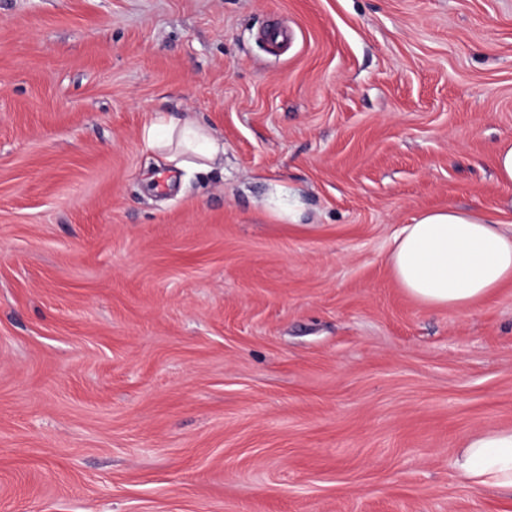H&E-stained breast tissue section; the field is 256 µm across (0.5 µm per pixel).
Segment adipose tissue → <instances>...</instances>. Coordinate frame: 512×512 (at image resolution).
<instances>
[{
    "label": "adipose tissue",
    "instance_id": "1",
    "mask_svg": "<svg viewBox=\"0 0 512 512\" xmlns=\"http://www.w3.org/2000/svg\"><path fill=\"white\" fill-rule=\"evenodd\" d=\"M141 136L177 170L207 171L224 162L222 138L190 119L155 113ZM387 262L415 300L465 310L512 281V225L465 209L427 212L403 226ZM455 466L469 486L512 490V429L475 432Z\"/></svg>",
    "mask_w": 512,
    "mask_h": 512
}]
</instances>
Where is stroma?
<instances>
[{"label":"stroma","mask_w":512,"mask_h":512,"mask_svg":"<svg viewBox=\"0 0 512 512\" xmlns=\"http://www.w3.org/2000/svg\"><path fill=\"white\" fill-rule=\"evenodd\" d=\"M505 141L512 0H0V512H512L455 469L512 428V282L386 262L512 224ZM141 136L149 150L177 170L207 171L224 163V140L190 119L156 112ZM387 262L415 300L466 310L512 281V225L465 209L427 212L394 237Z\"/></svg>","instance_id":"35a3bbf8"}]
</instances>
